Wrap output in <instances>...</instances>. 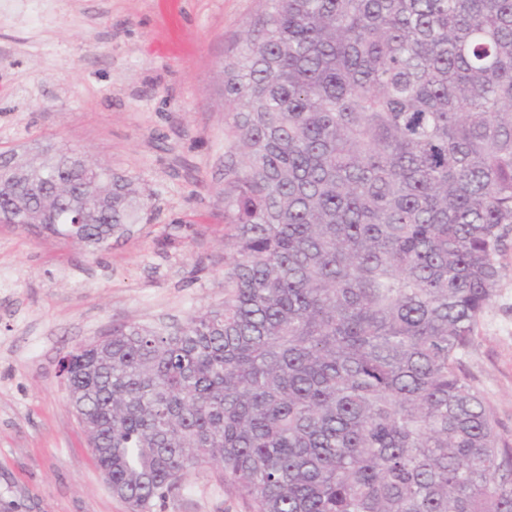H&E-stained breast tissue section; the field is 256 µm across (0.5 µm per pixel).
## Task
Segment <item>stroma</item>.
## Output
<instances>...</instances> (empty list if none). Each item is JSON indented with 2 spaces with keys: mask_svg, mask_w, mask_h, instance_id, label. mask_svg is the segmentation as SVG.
Masks as SVG:
<instances>
[{
  "mask_svg": "<svg viewBox=\"0 0 512 512\" xmlns=\"http://www.w3.org/2000/svg\"><path fill=\"white\" fill-rule=\"evenodd\" d=\"M167 55L158 0H0V151L80 148L139 182L108 245L0 224V512H130L97 468L62 362L116 323L184 322L224 299V65L263 0H181ZM459 367L512 443V232ZM164 512H251L221 471Z\"/></svg>",
  "mask_w": 512,
  "mask_h": 512,
  "instance_id": "1",
  "label": "stroma"
}]
</instances>
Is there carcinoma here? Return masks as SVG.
<instances>
[{
  "label": "carcinoma",
  "instance_id": "1",
  "mask_svg": "<svg viewBox=\"0 0 512 512\" xmlns=\"http://www.w3.org/2000/svg\"><path fill=\"white\" fill-rule=\"evenodd\" d=\"M224 64V302L112 326L69 404L112 494L216 466L252 512H512L461 374L512 226V0H264ZM0 168V224L107 242L134 183L73 150Z\"/></svg>",
  "mask_w": 512,
  "mask_h": 512
}]
</instances>
